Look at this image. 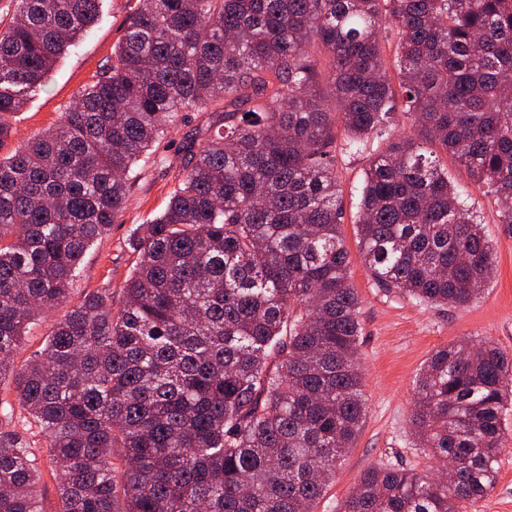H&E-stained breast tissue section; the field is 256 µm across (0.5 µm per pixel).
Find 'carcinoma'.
Segmentation results:
<instances>
[{"instance_id": "obj_1", "label": "carcinoma", "mask_w": 512, "mask_h": 512, "mask_svg": "<svg viewBox=\"0 0 512 512\" xmlns=\"http://www.w3.org/2000/svg\"><path fill=\"white\" fill-rule=\"evenodd\" d=\"M17 2L0 32V149L100 0ZM189 107L208 123L186 135L164 210L133 231L122 307L84 294L16 372L58 512H311L323 497L366 417L336 129L349 154L385 144L354 220L384 290L456 307L495 275L441 154L512 224V0H140L112 65L0 155V377L29 321L70 300L134 166ZM398 111L422 139L389 134ZM511 379L512 355L489 342L437 349L411 419L431 466H372L336 512H462L488 496ZM38 480L27 442L1 435L0 512H44Z\"/></svg>"}]
</instances>
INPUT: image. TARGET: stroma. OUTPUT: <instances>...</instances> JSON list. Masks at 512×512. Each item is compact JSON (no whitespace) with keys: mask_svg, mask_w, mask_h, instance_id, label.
<instances>
[{"mask_svg":"<svg viewBox=\"0 0 512 512\" xmlns=\"http://www.w3.org/2000/svg\"><path fill=\"white\" fill-rule=\"evenodd\" d=\"M140 0H101L95 24L70 47L49 73L44 86L31 92L12 119L8 148L25 144L58 122L75 92L95 80L113 62V52L124 39L127 20ZM204 110L181 113L177 125L156 143L140 162L137 178L124 210L110 230L85 254L73 284V297L87 291L109 289L113 308L123 304L122 289L136 255L129 240L133 230L149 222L165 207L182 173V145L186 132L203 126ZM369 153L338 154V204L343 211L341 237L349 255L351 283L361 299L362 335L358 357L367 413L353 448L336 468L327 492L315 512H336L369 466L392 461L407 469H422L426 457L414 448L411 418L417 373L440 347L459 340L492 341L512 354V224L497 220L494 197L476 184L467 186L466 204L481 220L493 242L496 273L481 295L463 307L427 306L390 294L370 278L361 258L354 216L359 187ZM14 403L13 412H0V435L24 436L38 459L40 490L47 512L58 508L54 467L45 438L26 411L17 408L13 374L0 377V400ZM505 437L496 485L491 494L467 505L466 512H512V409L505 415Z\"/></svg>","mask_w":512,"mask_h":512,"instance_id":"stroma-1","label":"stroma"}]
</instances>
